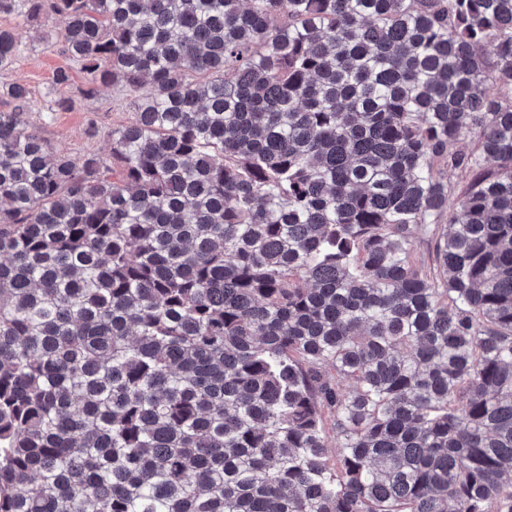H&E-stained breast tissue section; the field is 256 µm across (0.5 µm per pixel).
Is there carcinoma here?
Masks as SVG:
<instances>
[{
  "label": "carcinoma",
  "mask_w": 512,
  "mask_h": 512,
  "mask_svg": "<svg viewBox=\"0 0 512 512\" xmlns=\"http://www.w3.org/2000/svg\"><path fill=\"white\" fill-rule=\"evenodd\" d=\"M0 15L133 108L0 85V512H512V0ZM24 51L14 66L0 72V84L20 83L30 92L31 108L26 118L30 126L61 153L74 160L95 153L110 154L112 125L127 121L131 109L125 106L122 93L112 85L102 87L94 98L83 99L79 89L85 74L69 61L60 46H48L40 40L36 29L22 30ZM60 68L69 69L70 82L55 85L53 77ZM73 99L74 107L54 112L46 120L45 108L51 100Z\"/></svg>",
  "instance_id": "obj_1"
}]
</instances>
